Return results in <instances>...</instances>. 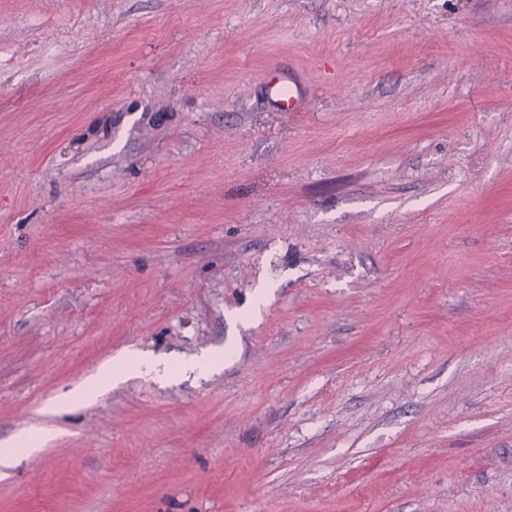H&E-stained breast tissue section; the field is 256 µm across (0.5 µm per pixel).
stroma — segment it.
I'll return each mask as SVG.
<instances>
[{"mask_svg":"<svg viewBox=\"0 0 512 512\" xmlns=\"http://www.w3.org/2000/svg\"><path fill=\"white\" fill-rule=\"evenodd\" d=\"M128 349L224 367L42 414ZM32 426L0 512H512V0H0ZM268 87L271 97L279 107L286 104L288 112H297L300 109L304 101V92L300 85L290 80L272 77Z\"/></svg>","mask_w":512,"mask_h":512,"instance_id":"stroma-1","label":"stroma"}]
</instances>
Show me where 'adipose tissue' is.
Wrapping results in <instances>:
<instances>
[{
	"mask_svg": "<svg viewBox=\"0 0 512 512\" xmlns=\"http://www.w3.org/2000/svg\"><path fill=\"white\" fill-rule=\"evenodd\" d=\"M158 363L155 359L138 351H126L113 357L81 384L67 393L55 397L45 407L46 413L53 414L95 397L103 388L118 384L129 376H148L157 373Z\"/></svg>",
	"mask_w": 512,
	"mask_h": 512,
	"instance_id": "obj_1",
	"label": "adipose tissue"
}]
</instances>
